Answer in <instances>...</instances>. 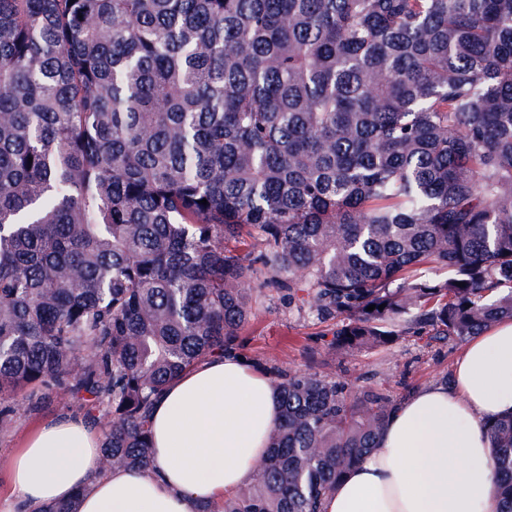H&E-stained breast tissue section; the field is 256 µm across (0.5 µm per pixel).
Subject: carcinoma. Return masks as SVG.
<instances>
[{"instance_id":"1","label":"carcinoma","mask_w":512,"mask_h":512,"mask_svg":"<svg viewBox=\"0 0 512 512\" xmlns=\"http://www.w3.org/2000/svg\"><path fill=\"white\" fill-rule=\"evenodd\" d=\"M260 288L341 358L512 319V0H0V395L146 467L154 400ZM269 372L221 512H318L398 399ZM484 426L512 512V416Z\"/></svg>"}]
</instances>
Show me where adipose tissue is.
<instances>
[{"label":"adipose tissue","mask_w":512,"mask_h":512,"mask_svg":"<svg viewBox=\"0 0 512 512\" xmlns=\"http://www.w3.org/2000/svg\"><path fill=\"white\" fill-rule=\"evenodd\" d=\"M512 415V320L473 336L450 383L400 401L378 449L325 497L321 512H499L486 418ZM279 422L269 375L234 353L212 356L156 398L145 468L102 470L99 434L82 418L46 421L0 467V512H217L251 481Z\"/></svg>","instance_id":"1"}]
</instances>
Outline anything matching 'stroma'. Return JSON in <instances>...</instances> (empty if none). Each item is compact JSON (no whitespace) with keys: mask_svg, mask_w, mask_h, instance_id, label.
<instances>
[{"mask_svg":"<svg viewBox=\"0 0 512 512\" xmlns=\"http://www.w3.org/2000/svg\"><path fill=\"white\" fill-rule=\"evenodd\" d=\"M331 323L300 312L286 296L266 288L257 297L250 323L242 330L236 352L247 362L332 376L359 377L362 385L390 387L403 399L421 386L450 379L462 343L408 334L396 342L339 359L329 350ZM75 403L57 399L39 410L14 417L0 430V458L21 445L41 423L77 413Z\"/></svg>","mask_w":512,"mask_h":512,"instance_id":"obj_1","label":"stroma"}]
</instances>
